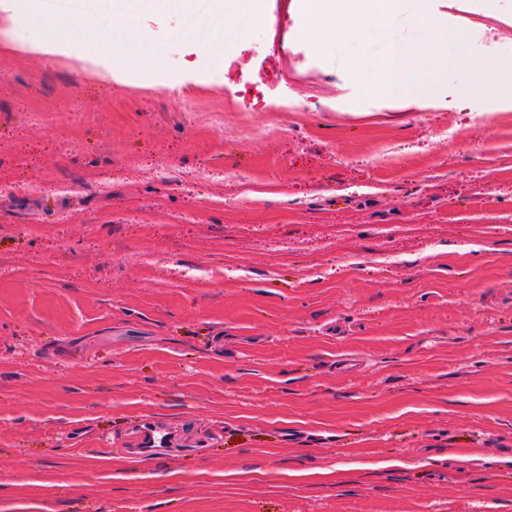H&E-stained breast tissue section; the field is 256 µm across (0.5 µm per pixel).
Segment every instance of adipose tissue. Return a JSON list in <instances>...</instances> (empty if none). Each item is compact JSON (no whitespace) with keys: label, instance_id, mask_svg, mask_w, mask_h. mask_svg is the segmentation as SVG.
<instances>
[{"label":"adipose tissue","instance_id":"adipose-tissue-1","mask_svg":"<svg viewBox=\"0 0 512 512\" xmlns=\"http://www.w3.org/2000/svg\"><path fill=\"white\" fill-rule=\"evenodd\" d=\"M298 32L314 51L339 41L356 40L385 24L402 10H413L423 28L416 47L394 46L381 59L353 63L350 74L365 83L370 92H384L412 105L424 99L448 64V44L455 31L425 9V0H301ZM112 13L125 27L135 52L118 49L109 30L99 28L94 17L74 12H50L43 0H0V15L28 27L36 51L63 54L88 62L97 76L149 75L157 83L169 81L162 58L152 48L153 35L127 0H112ZM216 33L226 26L266 20L263 0H210Z\"/></svg>","mask_w":512,"mask_h":512}]
</instances>
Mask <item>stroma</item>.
<instances>
[{
	"label": "stroma",
	"mask_w": 512,
	"mask_h": 512,
	"mask_svg": "<svg viewBox=\"0 0 512 512\" xmlns=\"http://www.w3.org/2000/svg\"><path fill=\"white\" fill-rule=\"evenodd\" d=\"M225 32L136 10L176 83L105 81L0 24V512H512V0L431 96L351 77L291 0ZM68 183L78 184L65 192ZM198 451L131 460L143 419Z\"/></svg>",
	"instance_id": "1"
}]
</instances>
